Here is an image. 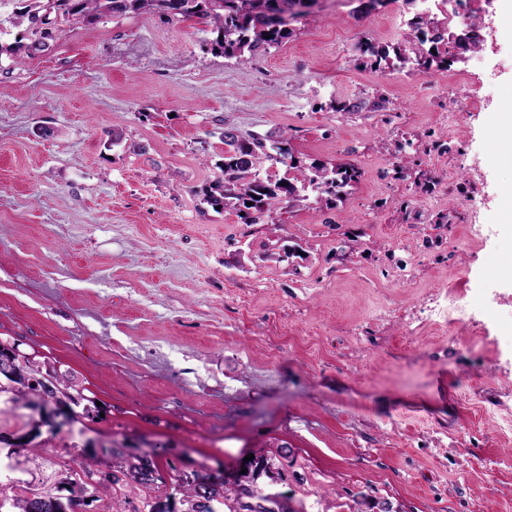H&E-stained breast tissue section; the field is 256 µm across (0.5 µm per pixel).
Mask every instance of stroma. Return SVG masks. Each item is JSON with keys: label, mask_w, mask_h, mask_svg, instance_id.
I'll list each match as a JSON object with an SVG mask.
<instances>
[{"label": "stroma", "mask_w": 512, "mask_h": 512, "mask_svg": "<svg viewBox=\"0 0 512 512\" xmlns=\"http://www.w3.org/2000/svg\"><path fill=\"white\" fill-rule=\"evenodd\" d=\"M425 12L447 27L427 0H324L241 59L151 13L0 54V340L100 403L54 428L10 406L0 434L87 467L103 444L154 454L168 493L251 453L294 512H512V14L473 8L482 47L451 63L422 54ZM228 126L362 177L245 223L206 199ZM452 288L473 320L444 315Z\"/></svg>", "instance_id": "stroma-1"}]
</instances>
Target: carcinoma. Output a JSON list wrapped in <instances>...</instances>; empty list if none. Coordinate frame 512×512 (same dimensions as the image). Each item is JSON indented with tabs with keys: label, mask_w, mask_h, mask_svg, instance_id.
<instances>
[{
	"label": "carcinoma",
	"mask_w": 512,
	"mask_h": 512,
	"mask_svg": "<svg viewBox=\"0 0 512 512\" xmlns=\"http://www.w3.org/2000/svg\"><path fill=\"white\" fill-rule=\"evenodd\" d=\"M29 9L23 14L0 19V25L7 22L15 27L23 21L29 22L30 43L17 44L11 51H22L28 57L45 50L49 42L54 40L60 29L53 26L50 15L61 19L69 25L90 23L102 16L141 15L153 12H163L172 18L197 17L211 26L215 38L211 41V50L224 55L243 57L245 53H254L266 46L278 45L291 37L290 27H275L277 14L285 11L288 6L296 5L297 0H29ZM417 24L425 26L421 31L422 42L432 43V49L439 50L444 44V35L437 25L423 16L417 17ZM454 44L461 50H477L481 39L474 30L464 31L459 35H449ZM269 138L253 137L243 139L234 133V129H224V179L210 187V198L232 206L244 212L243 219L247 224H258L283 202L295 205L305 200L300 194L297 183L319 185L324 192L338 196L344 188L358 181L359 169L347 163L327 166L316 163L311 166V172H306L294 163L289 139L279 135L274 144L267 145ZM277 149L281 156L280 162L296 170L292 178L276 179L261 178L257 173L260 160L268 156V149ZM14 369L18 376L15 385L9 391L8 401L13 404L28 403L35 396L36 386L30 379L43 374L42 367L34 358L26 354L14 356ZM55 393L78 404L88 400L71 382L55 377ZM106 458L112 461V480L87 482L81 478L73 464L81 456L80 452L67 453L69 460L61 455L47 457L32 448L30 451L20 448L18 456L24 457V462H33L36 468L49 471L39 485H20L12 480L0 479V504H10V512H31L28 493L37 491L47 499L60 494V488L76 483L84 496L92 501L109 498V508L115 512H125L122 505L127 503L129 495L141 490H154L158 479L148 480L144 472L159 471L158 462L149 453L125 457L116 448H105ZM204 476L194 473L182 476L178 480L175 491L181 495L180 504L184 509L180 512H194V502L203 490ZM210 494L223 501V507L233 512L235 505L244 495L258 501L266 497L252 485L241 481L233 486L223 482L210 488Z\"/></svg>",
	"instance_id": "carcinoma-1"
}]
</instances>
